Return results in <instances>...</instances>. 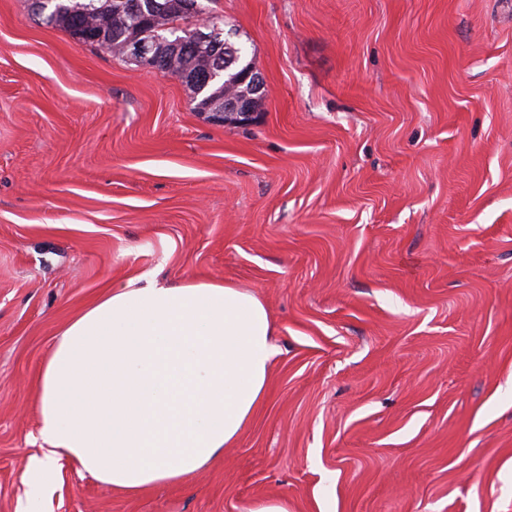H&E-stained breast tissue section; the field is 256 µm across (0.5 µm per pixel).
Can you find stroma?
Returning <instances> with one entry per match:
<instances>
[{"label": "stroma", "mask_w": 512, "mask_h": 512, "mask_svg": "<svg viewBox=\"0 0 512 512\" xmlns=\"http://www.w3.org/2000/svg\"><path fill=\"white\" fill-rule=\"evenodd\" d=\"M213 8L247 124L0 0V512H512V0ZM153 271L264 301L267 400L186 483L35 499L51 346ZM219 60L222 64L226 65V78H224V82L220 84H210L203 92H198L199 88L192 83L191 81H185V83L192 91L193 97L191 98V105H193L192 109L195 112H201L202 110L207 109L208 107L214 105H219L224 101L225 96L227 95H245L247 93L250 99L239 97L229 99L224 104V110L220 112H208V119L216 124L224 125L226 123L230 124H244L248 123L253 119L254 110L252 108L251 102L254 107L258 100L263 96V92L259 93L264 89V78L257 71L252 69H248L244 71L240 77V82L244 83L249 81L251 88L255 93H252L247 86H237L236 85V72H230V64L223 56H219Z\"/></svg>", "instance_id": "obj_1"}]
</instances>
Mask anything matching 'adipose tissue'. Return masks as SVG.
<instances>
[{
  "label": "adipose tissue",
  "instance_id": "ef3b65f1",
  "mask_svg": "<svg viewBox=\"0 0 512 512\" xmlns=\"http://www.w3.org/2000/svg\"><path fill=\"white\" fill-rule=\"evenodd\" d=\"M272 336L265 303L229 282L114 287L66 324L38 379L35 490L66 461L128 494L204 468L264 402Z\"/></svg>",
  "mask_w": 512,
  "mask_h": 512
}]
</instances>
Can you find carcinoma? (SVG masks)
<instances>
[{
    "label": "carcinoma",
    "instance_id": "1",
    "mask_svg": "<svg viewBox=\"0 0 512 512\" xmlns=\"http://www.w3.org/2000/svg\"><path fill=\"white\" fill-rule=\"evenodd\" d=\"M131 0H52L39 19L67 32L77 41L89 45L101 53L125 58L126 38L137 30L143 38L154 40L165 38V34L175 32L183 41L181 46L162 44L158 48L159 60L149 68L164 74L184 73L194 75L211 64V55L197 47L196 27L202 20L210 18L224 23V16L210 8L215 0H164L162 13L147 21V26L139 27L137 21L142 13H134L127 8ZM191 89L193 110L200 112L219 105L228 95L249 94L252 103L262 97L252 93L246 86L236 85L235 73L227 72L224 82L211 84L204 91L188 81Z\"/></svg>",
    "mask_w": 512,
    "mask_h": 512
}]
</instances>
